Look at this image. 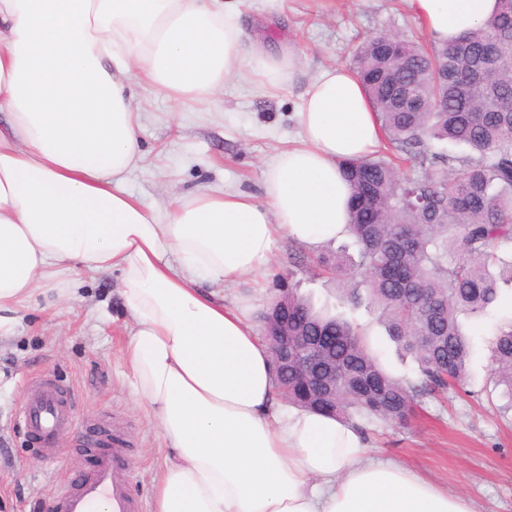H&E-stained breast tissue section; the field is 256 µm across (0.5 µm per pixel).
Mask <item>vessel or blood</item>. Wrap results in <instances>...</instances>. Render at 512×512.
<instances>
[{
    "instance_id": "obj_1",
    "label": "vessel or blood",
    "mask_w": 512,
    "mask_h": 512,
    "mask_svg": "<svg viewBox=\"0 0 512 512\" xmlns=\"http://www.w3.org/2000/svg\"><path fill=\"white\" fill-rule=\"evenodd\" d=\"M75 401L50 380H41L26 409V429L38 448L55 452L60 433L74 415ZM128 465L120 449L100 451L92 471L82 475L72 487L63 489L52 508L54 512H93L99 501H107L109 512H139L138 501L118 475Z\"/></svg>"
}]
</instances>
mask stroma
<instances>
[{
  "instance_id": "obj_1",
  "label": "stroma",
  "mask_w": 512,
  "mask_h": 512,
  "mask_svg": "<svg viewBox=\"0 0 512 512\" xmlns=\"http://www.w3.org/2000/svg\"><path fill=\"white\" fill-rule=\"evenodd\" d=\"M244 72L202 101L178 104L146 82L129 87L143 114L139 163L124 186L146 207H170L177 197L208 188L260 195L268 160L297 140L295 113L308 82L331 65L351 66L366 35L389 31L423 36L405 0H243ZM293 49L301 61L281 90L254 76L255 46ZM304 245L278 243L261 274L262 286L243 284L264 307L273 282L290 277L316 308L364 326L386 370L416 381L414 358L399 350L368 305L341 303L335 284L296 266ZM119 272L81 276L68 300L36 293L11 332L0 335V512H46L57 490L85 469V431L108 432L124 448L128 469L120 476L152 512V483L163 440L155 420L138 406L120 349L131 324L119 294ZM481 317H458L472 337L462 390L447 400L426 399L403 424L363 425L370 457L410 468L475 512H512V400L494 374L491 346L512 323V286ZM54 380L73 393L76 413L57 453L34 448L25 436L24 411L34 380Z\"/></svg>"
}]
</instances>
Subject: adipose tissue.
I'll use <instances>...</instances> for the list:
<instances>
[{
  "label": "adipose tissue",
  "mask_w": 512,
  "mask_h": 512,
  "mask_svg": "<svg viewBox=\"0 0 512 512\" xmlns=\"http://www.w3.org/2000/svg\"><path fill=\"white\" fill-rule=\"evenodd\" d=\"M444 44L498 0H406ZM238 0H0V328L72 275L118 270L132 318L122 350L136 400L170 450L154 512H473L391 461L360 430L286 404L252 297L226 289L280 238L347 233L343 161L383 132L357 75L321 70L296 113L300 142L262 173V198L220 189L146 209L120 187L138 161L132 79L199 101L241 66Z\"/></svg>",
  "instance_id": "1"
}]
</instances>
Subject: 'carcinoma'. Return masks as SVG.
Listing matches in <instances>:
<instances>
[{"instance_id": "cac0c4a2", "label": "carcinoma", "mask_w": 512, "mask_h": 512, "mask_svg": "<svg viewBox=\"0 0 512 512\" xmlns=\"http://www.w3.org/2000/svg\"><path fill=\"white\" fill-rule=\"evenodd\" d=\"M354 65L390 152L341 163L358 261L320 252L311 263L344 284V301L356 305L366 291L388 335L415 357L419 378L390 375L360 325L315 310L283 281L259 319L267 322L286 298L288 350L334 336L326 383H306L291 363L276 374L288 403L356 426L402 422L414 403L460 385L470 341L458 314H484L500 297L499 281L512 283V261L493 271L500 248L512 246V0L441 46L368 35ZM433 140L468 153L435 151ZM492 353L512 399V325L496 334Z\"/></svg>"}]
</instances>
